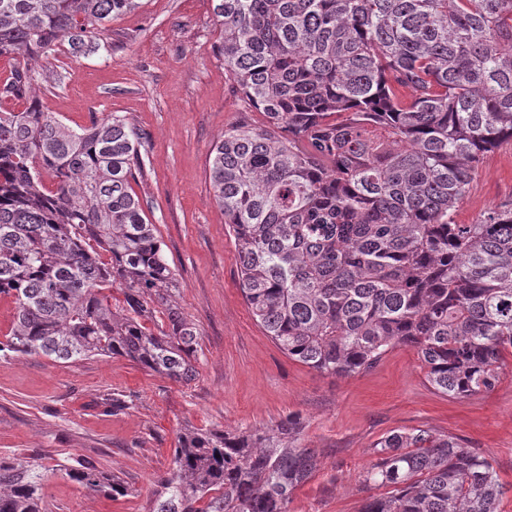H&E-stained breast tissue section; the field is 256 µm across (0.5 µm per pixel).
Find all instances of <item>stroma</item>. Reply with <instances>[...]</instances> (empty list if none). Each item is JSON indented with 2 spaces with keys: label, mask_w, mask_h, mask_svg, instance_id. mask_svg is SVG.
I'll return each instance as SVG.
<instances>
[{
  "label": "stroma",
  "mask_w": 512,
  "mask_h": 512,
  "mask_svg": "<svg viewBox=\"0 0 512 512\" xmlns=\"http://www.w3.org/2000/svg\"><path fill=\"white\" fill-rule=\"evenodd\" d=\"M109 29L110 50L64 45L44 56L32 92L71 128L116 112L141 134L147 166L132 188L165 245L179 305L200 328L198 374L177 381L120 356L0 359V455L85 460L127 487L106 496L55 473L49 512H148L181 433L270 428L297 413L301 443L320 463L289 512H361L374 494L361 482L372 444L413 428L457 436L490 458L505 489L500 512H512V356L493 390L464 398L433 390L407 346L347 377L288 359L241 293L237 248L209 182V153L225 129L262 121L216 55L211 0H142ZM511 200L512 142L486 157L455 220L474 223ZM116 397L126 409H111Z\"/></svg>",
  "instance_id": "obj_1"
}]
</instances>
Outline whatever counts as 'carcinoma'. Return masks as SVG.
Segmentation results:
<instances>
[{"label": "carcinoma", "instance_id": "carcinoma-1", "mask_svg": "<svg viewBox=\"0 0 512 512\" xmlns=\"http://www.w3.org/2000/svg\"><path fill=\"white\" fill-rule=\"evenodd\" d=\"M141 0H0V87L20 98L31 62L61 42L109 39ZM217 51L263 116L209 155L234 238L239 286L289 359L351 376L412 347L435 390H492L512 350V201L457 224L482 160L512 141V0H214ZM141 137L112 113L78 130L31 97L0 111V296L16 320L0 357L62 364L121 356L195 377L197 325L131 181ZM119 289L123 306L105 291ZM164 321L142 324L156 308ZM290 415L265 430H188L149 512H288L319 460ZM361 512H499L483 454L427 429L375 442ZM94 492L126 491L81 462L59 468ZM40 459L0 457V512H44Z\"/></svg>", "mask_w": 512, "mask_h": 512}]
</instances>
